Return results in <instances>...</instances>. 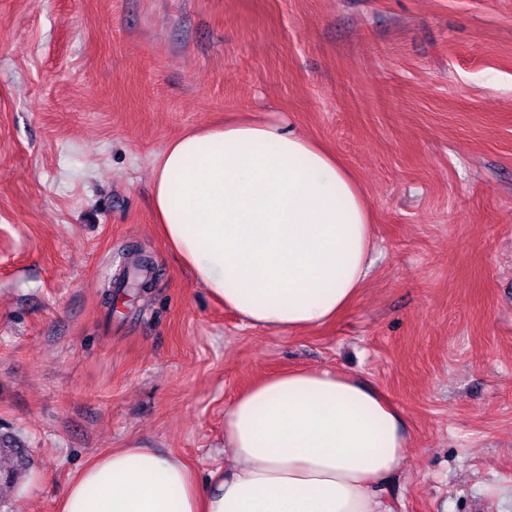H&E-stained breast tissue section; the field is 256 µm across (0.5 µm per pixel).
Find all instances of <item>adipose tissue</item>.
<instances>
[{
	"label": "adipose tissue",
	"mask_w": 512,
	"mask_h": 512,
	"mask_svg": "<svg viewBox=\"0 0 512 512\" xmlns=\"http://www.w3.org/2000/svg\"><path fill=\"white\" fill-rule=\"evenodd\" d=\"M152 205L197 283L248 326L298 332L359 295L375 242L357 183L281 120H247L170 141ZM401 413L327 370L269 376L224 412L226 467L198 480L151 448L97 454L60 512H385L375 488L405 458Z\"/></svg>",
	"instance_id": "obj_1"
}]
</instances>
